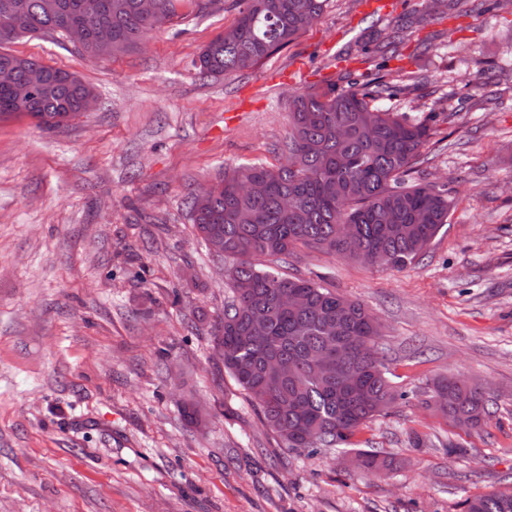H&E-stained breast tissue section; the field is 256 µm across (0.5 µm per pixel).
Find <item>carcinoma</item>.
Here are the masks:
<instances>
[{"mask_svg":"<svg viewBox=\"0 0 512 512\" xmlns=\"http://www.w3.org/2000/svg\"><path fill=\"white\" fill-rule=\"evenodd\" d=\"M142 0H0V13L15 19L0 34V120L29 117L53 127L82 111L95 96L75 74L17 55L4 44L22 37L66 40L74 21L89 29L112 26L104 50L88 38L74 52L99 60L132 52L158 29ZM327 0H234V23L204 45L194 62L203 78L229 79L254 68L293 43L322 15ZM224 0H154L169 19L207 13ZM188 9L184 14L181 9ZM412 22L397 16L388 39L372 37L374 53L395 54ZM411 83L384 79L372 87L348 79L342 87H309L289 100L285 161L224 168L213 189L187 201L192 226L211 255L232 261L234 299L213 336L216 356L259 410L276 441L286 448H333L405 397L386 376L374 316L358 301L313 279L289 276L274 265L299 246L332 252L365 265L402 269L431 246L452 207L448 189L406 177L421 163L432 135L428 118L415 123L376 105L408 94ZM258 183L262 191L244 189ZM297 291L304 305H278L281 293ZM339 370L323 371L317 354L355 340ZM427 408L469 432L489 417L485 392L461 373L433 379ZM361 469L376 475L394 470V459L354 450ZM466 512H512V492L466 499Z\"/></svg>","mask_w":512,"mask_h":512,"instance_id":"carcinoma-1","label":"carcinoma"}]
</instances>
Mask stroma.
<instances>
[{"label": "stroma", "instance_id": "obj_1", "mask_svg": "<svg viewBox=\"0 0 512 512\" xmlns=\"http://www.w3.org/2000/svg\"><path fill=\"white\" fill-rule=\"evenodd\" d=\"M362 2L327 0L298 39L226 81L194 61L235 21L229 6L115 59L8 43L76 73L98 102L53 129L0 121V512H465L467 498L512 490V0L433 13L387 63L391 80L420 88L380 105L435 115L419 177L453 199L422 259L382 270L300 246L284 267L378 318L404 399L351 446L283 448L213 350L231 282L185 200L225 166L275 161L290 94L343 67L373 80L368 35L425 8ZM448 373L487 384L486 431L423 407ZM189 397L202 426L182 415ZM355 447L404 464L357 472Z\"/></svg>", "mask_w": 512, "mask_h": 512}]
</instances>
